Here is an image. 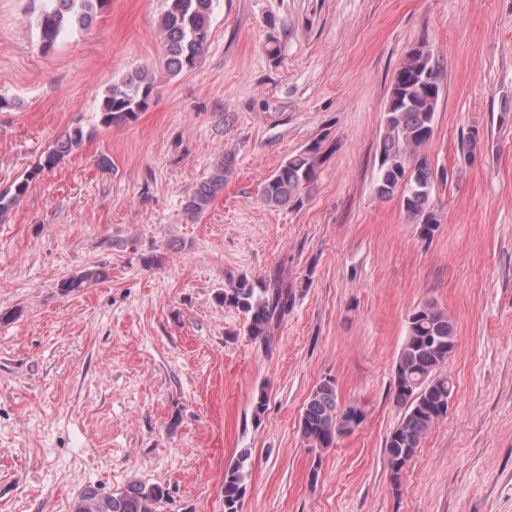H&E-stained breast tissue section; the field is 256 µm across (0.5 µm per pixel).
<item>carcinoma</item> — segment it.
<instances>
[{
	"instance_id": "obj_1",
	"label": "carcinoma",
	"mask_w": 512,
	"mask_h": 512,
	"mask_svg": "<svg viewBox=\"0 0 512 512\" xmlns=\"http://www.w3.org/2000/svg\"><path fill=\"white\" fill-rule=\"evenodd\" d=\"M104 0H33L28 25L40 46L52 48L59 38L88 29L93 14ZM159 18L162 36L160 66L176 77L200 64L211 37L213 0H164ZM442 68L426 46L412 48L392 76L379 140L376 195L391 198L401 193V208L408 221L428 239L438 224L433 196L436 184L446 185L443 170L432 165L427 146L434 134ZM156 72L136 68L112 82L105 91L99 123L105 127L135 121L150 107ZM86 133L74 126L54 147L40 156L36 166L20 181L14 194H0V217L26 193L29 183L84 142ZM482 139L473 127L462 144L465 160L475 159ZM323 156V140H315L285 160L264 182L262 200L271 207L300 206L313 189ZM231 158L221 156L210 178L192 187L184 201L188 219L195 220L224 188V173ZM102 267L85 270L61 283L66 293L79 291L103 279ZM224 305L244 317L247 334L268 345L273 332L288 316L294 294L280 271L250 279L229 277L221 296ZM457 348L456 327L448 312L433 301L417 305L409 313L393 377L394 402L404 409L399 424L385 440L386 467L393 490L401 487L409 461L416 455L427 432L448 415L449 389L453 382L444 368ZM365 410L338 400L336 380L323 379L311 392L299 422L302 439L311 448H331L355 432L365 421ZM248 450L224 471V512H241L246 493ZM166 493L158 484L133 480L112 492L85 489L73 502L72 512H160Z\"/></svg>"
}]
</instances>
